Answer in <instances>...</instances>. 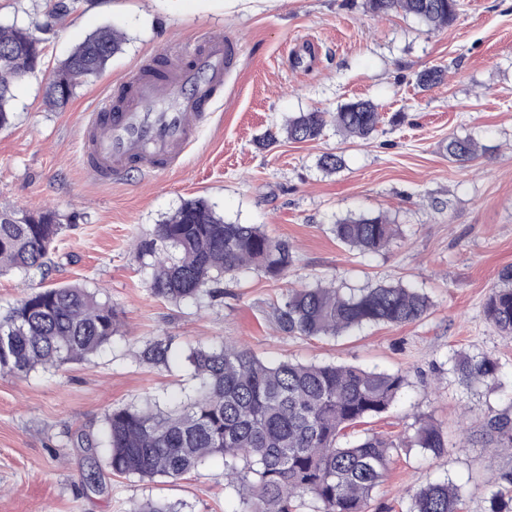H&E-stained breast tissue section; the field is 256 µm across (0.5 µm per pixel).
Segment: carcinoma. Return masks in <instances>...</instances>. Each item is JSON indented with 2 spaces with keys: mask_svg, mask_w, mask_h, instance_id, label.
<instances>
[{
  "mask_svg": "<svg viewBox=\"0 0 512 512\" xmlns=\"http://www.w3.org/2000/svg\"><path fill=\"white\" fill-rule=\"evenodd\" d=\"M377 15L403 13L430 30L452 24L460 0H368ZM120 33L102 27L53 70L46 103L64 107L75 88L102 74L121 49ZM42 62V39L29 27L0 26V128L11 121L14 85ZM444 78L429 68L415 76L421 89ZM352 139L367 141L378 132L381 115L370 99L339 106L337 112H298L268 131L261 145L284 137L305 142L320 137L328 124ZM448 158L464 166L481 155L470 137H450ZM344 160L335 153L319 158V167L335 173ZM63 228L54 210L32 214L0 210V275L46 270ZM337 241L360 253H375L393 239L386 216L354 215L332 227ZM139 260L152 269L149 288L171 303L196 302L224 295V276L244 269L262 271L278 281L294 267L288 241L256 224L224 221L203 199L184 201L137 245ZM428 296L402 284H377L343 293L322 282L290 288L274 306V321L288 336H338L371 325L416 323L430 311ZM487 320L512 336V266L498 274V284L484 305ZM119 314L109 299L76 285L40 287L18 298L0 314V371L25 378L38 369L87 362L119 332ZM170 347L163 338L146 344L140 360L166 366ZM186 361L196 385L186 401L161 408L124 407L108 411L102 437L80 434L90 455L102 447L115 476L177 480L207 460H224V482L238 501L237 512H369L383 483L393 451L419 448L435 457L447 441L433 421L418 423L402 440L364 430L349 433L365 419L389 411L407 385L399 372L336 364L267 362L235 343L197 344ZM453 371L465 386L501 387L499 365L489 356L462 355ZM484 435L512 448V416H489ZM491 491L488 512H512V474L500 476ZM459 489L451 480L428 482L410 495L407 512H460Z\"/></svg>",
  "mask_w": 512,
  "mask_h": 512,
  "instance_id": "cac0c4a2",
  "label": "carcinoma"
}]
</instances>
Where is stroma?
Segmentation results:
<instances>
[{
  "label": "stroma",
  "mask_w": 512,
  "mask_h": 512,
  "mask_svg": "<svg viewBox=\"0 0 512 512\" xmlns=\"http://www.w3.org/2000/svg\"><path fill=\"white\" fill-rule=\"evenodd\" d=\"M0 0V25L54 32L40 72L15 85L13 118L0 129V205L76 215L54 243L46 274L0 276V313L39 286L100 289L117 307L123 332L92 361L39 370L21 379L0 371V512H135L165 500L179 512H233L220 460L181 479L138 480L102 473V489L82 485L90 461L77 436L101 434L112 408L166 405L193 381L191 343L233 342L277 362L351 365L407 378L398 404L369 427L397 437L417 419L439 424L447 455L418 448L395 454L373 506L406 512L407 492L451 479L461 512H487L490 482L512 471V451L483 441L487 416L512 415V338L484 315L499 272L512 266V0H461L457 21L430 31L402 14H373L366 0ZM125 41L107 69L78 86L65 108L44 102L58 61L95 30ZM203 32L233 37L241 65L199 128L183 163L161 179L133 174L98 183L81 161L80 128L95 100L148 58ZM441 67L423 90L417 72ZM378 105L382 123L368 141L334 127L314 141L257 140L297 112L337 111L353 99ZM469 136L485 151L468 166L449 162V137ZM326 152L344 168L324 173ZM203 198L226 221L258 224L288 240L296 264L281 281L248 271L225 276L224 295L175 305L149 289L135 245L188 199ZM384 214L399 227L393 243L362 255L332 233L337 219ZM325 281L342 290L401 283L432 302L423 320L370 326L336 339L281 333L272 310L287 289ZM157 337L172 340L169 367L139 363ZM497 359L501 386L459 384L457 353Z\"/></svg>",
  "instance_id": "stroma-1"
}]
</instances>
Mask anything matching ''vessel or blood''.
Wrapping results in <instances>:
<instances>
[{
  "label": "vessel or blood",
  "instance_id": "vessel-or-blood-1",
  "mask_svg": "<svg viewBox=\"0 0 512 512\" xmlns=\"http://www.w3.org/2000/svg\"><path fill=\"white\" fill-rule=\"evenodd\" d=\"M239 56L234 40L204 34L165 54L162 78L136 70L85 121L84 165L104 182L122 180L131 170L153 179L173 170L210 118Z\"/></svg>",
  "mask_w": 512,
  "mask_h": 512
}]
</instances>
